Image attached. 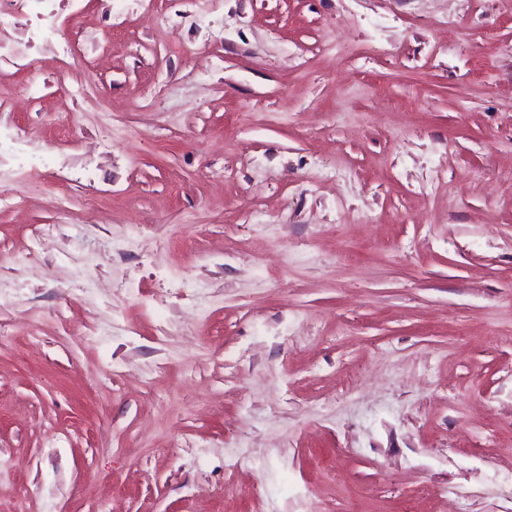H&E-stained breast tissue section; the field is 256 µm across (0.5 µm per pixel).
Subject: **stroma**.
<instances>
[{"mask_svg": "<svg viewBox=\"0 0 512 512\" xmlns=\"http://www.w3.org/2000/svg\"><path fill=\"white\" fill-rule=\"evenodd\" d=\"M83 6L0 29V512H512V0Z\"/></svg>", "mask_w": 512, "mask_h": 512, "instance_id": "35a3bbf8", "label": "stroma"}]
</instances>
